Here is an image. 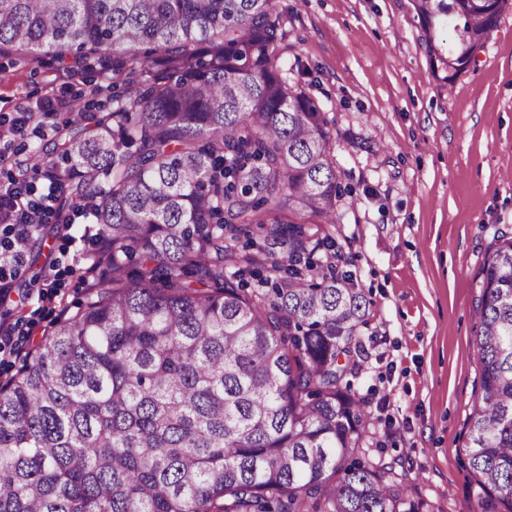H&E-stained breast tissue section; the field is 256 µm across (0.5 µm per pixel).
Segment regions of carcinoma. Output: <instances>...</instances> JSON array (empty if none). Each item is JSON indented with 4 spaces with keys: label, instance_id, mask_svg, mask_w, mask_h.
Here are the masks:
<instances>
[{
    "label": "carcinoma",
    "instance_id": "carcinoma-1",
    "mask_svg": "<svg viewBox=\"0 0 512 512\" xmlns=\"http://www.w3.org/2000/svg\"><path fill=\"white\" fill-rule=\"evenodd\" d=\"M412 2L450 80L512 10ZM283 22L277 0H0V53L110 56L125 86L105 112L76 99L50 140L101 274L0 383V512H422L366 457L369 302L309 232L342 190L323 108L279 65ZM44 241L32 226L21 263ZM475 317L467 512H512L511 236Z\"/></svg>",
    "mask_w": 512,
    "mask_h": 512
}]
</instances>
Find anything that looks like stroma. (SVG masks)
Wrapping results in <instances>:
<instances>
[{"label":"stroma","mask_w":512,"mask_h":512,"mask_svg":"<svg viewBox=\"0 0 512 512\" xmlns=\"http://www.w3.org/2000/svg\"><path fill=\"white\" fill-rule=\"evenodd\" d=\"M287 16L279 63L322 105L335 132L340 182L338 268L370 301L355 389L370 412L375 457L396 463L411 500L464 512L466 420L478 387L472 347L481 269L512 236V13L454 80L434 69L411 0H279ZM0 114L51 112V97L112 104V62L68 73L53 57L0 55ZM85 218L45 226L46 242L17 279L28 296L12 321L50 327L76 310L87 282L75 260L92 250ZM58 259L47 272L50 259ZM57 292L63 306L44 302Z\"/></svg>","instance_id":"35a3bbf8"}]
</instances>
